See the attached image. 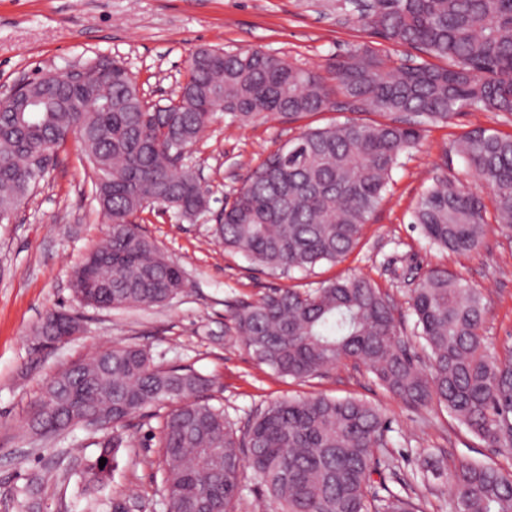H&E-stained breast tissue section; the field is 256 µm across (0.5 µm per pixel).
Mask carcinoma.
<instances>
[{"label": "carcinoma", "mask_w": 512, "mask_h": 512, "mask_svg": "<svg viewBox=\"0 0 512 512\" xmlns=\"http://www.w3.org/2000/svg\"><path fill=\"white\" fill-rule=\"evenodd\" d=\"M353 18L382 40L417 51V60L392 67L357 43L319 71L259 48H202L189 59L177 98L163 106L146 100L117 60L107 70L99 61L86 66L74 92L63 82L27 83L37 112L0 106V215L16 212L44 178L47 155L76 135L108 232L73 269L75 299L98 309L165 304L184 291V278L138 231L137 220L151 206L185 221L205 215L208 191L181 160L214 118L212 108L242 123L270 116L293 122L337 108L340 95L384 120L303 130L224 202L215 234L224 248L269 271L341 260L383 201L401 154L419 144L428 126L460 112L512 121V0H369ZM453 150L466 172L485 182L488 198L438 173L411 223L443 250L472 252L483 242L490 206L495 223L512 236V135L474 127ZM410 308L429 350L426 371L398 334L389 295L364 277L308 293L276 288L240 305L233 329L282 376L305 379L351 361L405 402L435 403L488 447L512 452V361H499L479 333L482 293L434 270L414 288ZM71 320L47 314L35 330L39 344L64 333ZM209 388L189 369L156 365L142 347H110L59 372L27 426L40 437L74 427L107 433L84 474L86 488L102 490L122 448L117 431L170 402L157 436L166 512H234L247 469L274 512H415L387 485L396 465L380 454L389 426L374 405L324 395L285 399L240 431L209 403ZM448 482L453 512H512V469L461 460Z\"/></svg>", "instance_id": "1"}]
</instances>
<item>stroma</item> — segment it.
<instances>
[{
	"label": "stroma",
	"instance_id": "obj_1",
	"mask_svg": "<svg viewBox=\"0 0 512 512\" xmlns=\"http://www.w3.org/2000/svg\"><path fill=\"white\" fill-rule=\"evenodd\" d=\"M378 46L359 31L341 0H0V98L19 81L79 69L101 59L121 61L147 100L176 98L188 59L200 47L237 52L260 48L323 70L346 55L350 44ZM475 126L512 134V123L490 112H465L429 126L420 145L404 154L379 208L365 224L357 247L341 262L273 273L226 251L214 236V213L243 184L261 158L299 132L277 118L248 125L217 114L187 157L211 191V213L178 219L159 207L139 222L181 269L187 288L162 306L97 310L81 306L70 289L73 266L106 233L91 200V176L81 147L68 142L51 156L45 178L20 205L12 223L0 224V512H27V479H42L41 512H166L158 470L161 450L150 442L159 430V408L132 418L103 493L86 494L82 471L96 457V438L75 428L38 438L28 433L29 412L48 380L96 349L115 344L145 347L156 363L179 366L212 380V404L243 427L254 410L284 398L353 397L377 406L391 423L386 455L406 481L419 512H450L445 479L422 485L413 476L426 460L443 467L468 460L512 467V453L487 445L448 411L414 406L386 391L364 367L346 362L299 381L259 364L235 338L232 311L273 288L301 292L352 275L387 292L397 328L421 368L425 342L415 330L409 298L431 271L466 279L484 296L481 333L492 352H512V238L488 223L477 251L453 254L436 248L415 229L410 213L437 173L461 178L476 194L488 188L465 174L451 151L454 139ZM54 310L79 315L83 331L53 348L33 345V328Z\"/></svg>",
	"mask_w": 512,
	"mask_h": 512
}]
</instances>
